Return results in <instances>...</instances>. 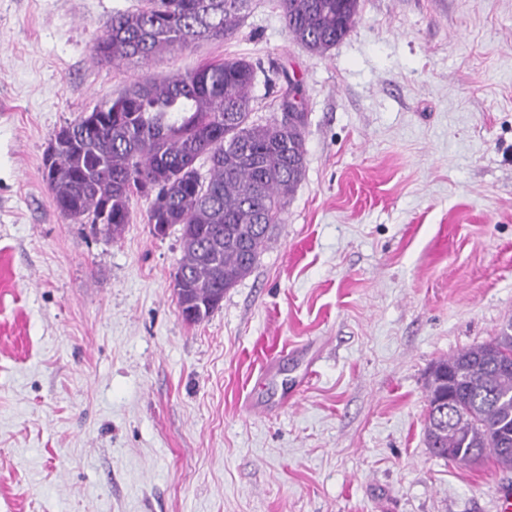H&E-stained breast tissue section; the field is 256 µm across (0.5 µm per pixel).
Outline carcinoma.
<instances>
[{
  "instance_id": "obj_1",
  "label": "carcinoma",
  "mask_w": 512,
  "mask_h": 512,
  "mask_svg": "<svg viewBox=\"0 0 512 512\" xmlns=\"http://www.w3.org/2000/svg\"><path fill=\"white\" fill-rule=\"evenodd\" d=\"M251 0H145L118 12L94 46V59L147 62L200 41H224ZM293 40L324 55L353 28L359 0H279ZM255 66L242 58L173 76H148L102 99L61 128L44 161L45 181L68 217L98 223L116 237L131 201L152 197L147 223L181 226L183 258L174 276L178 307L228 291L249 275L269 231L283 223L288 197L305 173L307 113L254 120ZM208 164L203 175L198 161ZM425 437L451 461L491 454L512 469V320L489 342L436 362L428 373Z\"/></svg>"
}]
</instances>
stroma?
Listing matches in <instances>:
<instances>
[{
  "label": "stroma",
  "mask_w": 512,
  "mask_h": 512,
  "mask_svg": "<svg viewBox=\"0 0 512 512\" xmlns=\"http://www.w3.org/2000/svg\"><path fill=\"white\" fill-rule=\"evenodd\" d=\"M144 0H0V512H497L512 471L424 439L433 363L512 319V0H360L328 53L252 0L224 41L102 65ZM244 58L255 118L299 81L306 168L205 320L179 227L54 204L44 155L147 76Z\"/></svg>",
  "instance_id": "35a3bbf8"
}]
</instances>
